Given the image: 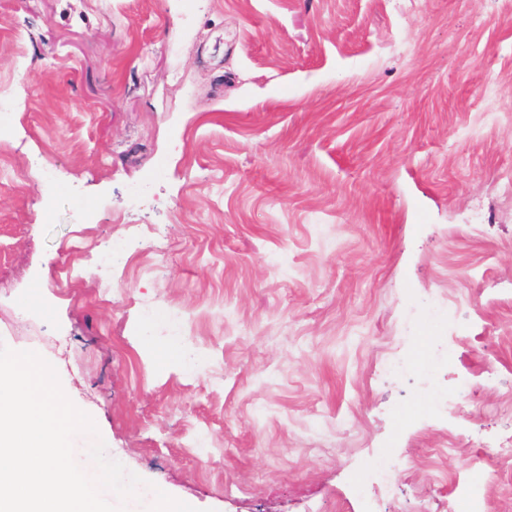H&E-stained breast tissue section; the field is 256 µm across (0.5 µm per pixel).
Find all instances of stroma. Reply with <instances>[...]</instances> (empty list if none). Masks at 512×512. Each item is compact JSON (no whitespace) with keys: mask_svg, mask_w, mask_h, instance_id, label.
Returning a JSON list of instances; mask_svg holds the SVG:
<instances>
[{"mask_svg":"<svg viewBox=\"0 0 512 512\" xmlns=\"http://www.w3.org/2000/svg\"><path fill=\"white\" fill-rule=\"evenodd\" d=\"M0 89V343L128 471L512 512V0H0Z\"/></svg>","mask_w":512,"mask_h":512,"instance_id":"35a3bbf8","label":"stroma"}]
</instances>
